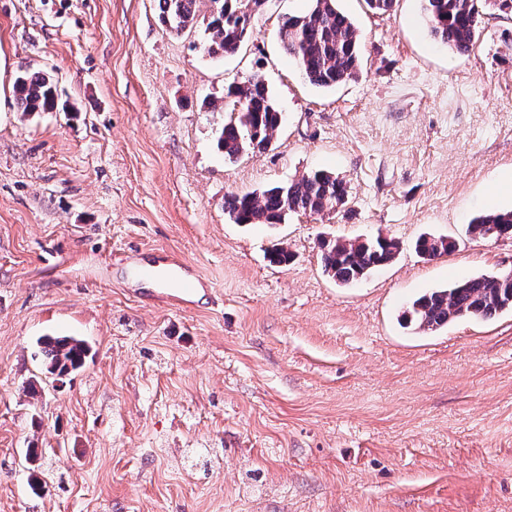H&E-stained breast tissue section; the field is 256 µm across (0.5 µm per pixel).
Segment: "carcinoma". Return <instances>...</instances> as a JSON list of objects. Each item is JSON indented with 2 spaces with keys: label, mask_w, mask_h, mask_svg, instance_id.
Segmentation results:
<instances>
[{
  "label": "carcinoma",
  "mask_w": 512,
  "mask_h": 512,
  "mask_svg": "<svg viewBox=\"0 0 512 512\" xmlns=\"http://www.w3.org/2000/svg\"><path fill=\"white\" fill-rule=\"evenodd\" d=\"M211 11L205 31L207 52L222 57L238 50L253 33V19L264 0H209ZM308 12L282 24L283 51L303 78L319 88H333L357 77L364 50L362 35L337 6L338 0H310ZM430 35L457 55H469L479 36L481 16L487 10L512 15V0H424ZM199 0H159V19L177 34L198 23ZM15 100L24 112H51L57 107V84L44 71L24 70L13 83ZM233 108L217 139V149L234 160L262 152L271 144L282 113L260 75L232 86ZM349 186L338 175L316 170L260 192L230 194L224 209L236 224H280L292 214L331 213L347 205ZM468 232L477 238H512V211L476 217ZM453 243L443 235L420 236L415 249L432 260L448 254ZM401 243L392 237L329 239L320 242L324 271L348 285L388 265L400 254ZM512 311V274L482 273L446 288L425 292L402 312L409 326L436 331L451 322L486 320ZM48 374L59 378L80 370L89 355L88 344L74 336H43L38 342Z\"/></svg>",
  "instance_id": "cac0c4a2"
}]
</instances>
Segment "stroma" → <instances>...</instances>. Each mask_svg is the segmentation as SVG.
Here are the masks:
<instances>
[{"instance_id": "1", "label": "stroma", "mask_w": 512, "mask_h": 512, "mask_svg": "<svg viewBox=\"0 0 512 512\" xmlns=\"http://www.w3.org/2000/svg\"><path fill=\"white\" fill-rule=\"evenodd\" d=\"M338 5L365 52L321 89L278 40L308 0H265L223 58L157 0H0V512H512V313L400 323L426 291L512 273V240L467 231L512 210V16L484 15L459 56L423 0ZM22 70L53 74L57 110L18 109ZM256 74L283 123L232 162L207 103ZM315 169L348 182L341 213L224 209ZM424 233L452 249L421 258ZM378 234L402 245L392 264L348 286L324 272L321 239ZM165 253L212 298L162 303L136 268ZM47 335L91 347L61 383Z\"/></svg>"}]
</instances>
